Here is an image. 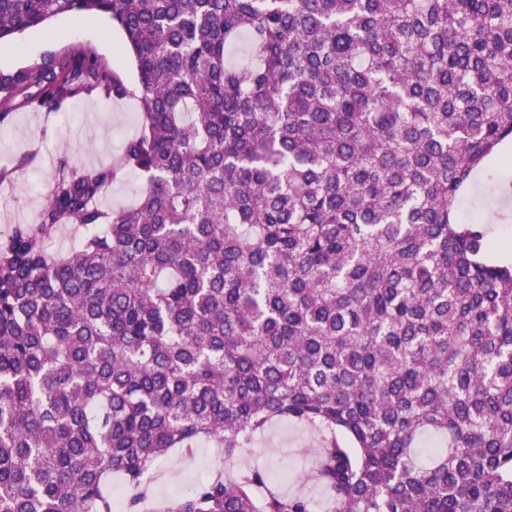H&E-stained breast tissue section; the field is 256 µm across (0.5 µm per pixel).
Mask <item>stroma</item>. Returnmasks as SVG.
<instances>
[{
    "mask_svg": "<svg viewBox=\"0 0 512 512\" xmlns=\"http://www.w3.org/2000/svg\"><path fill=\"white\" fill-rule=\"evenodd\" d=\"M71 44L91 50L128 80H135L133 60L121 50L122 34L106 17L78 24L61 16L26 31L13 43L0 46V70L26 67L47 51L58 52ZM138 112L132 99L120 103L77 99L56 112L35 109L30 103L17 105L0 123V169L12 168L29 152L35 159L13 182L0 184V235L13 225L34 222L49 196L59 160L77 167L111 163L125 137L138 131ZM318 443L309 428L278 422L230 460L218 458L207 447L189 455L176 450L159 465L150 492L156 499L174 501L218 469L243 472L258 465L267 470L268 485L277 494L304 495L320 502L323 492L312 478Z\"/></svg>",
    "mask_w": 512,
    "mask_h": 512,
    "instance_id": "1",
    "label": "stroma"
}]
</instances>
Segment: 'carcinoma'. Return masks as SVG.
<instances>
[{"mask_svg":"<svg viewBox=\"0 0 512 512\" xmlns=\"http://www.w3.org/2000/svg\"><path fill=\"white\" fill-rule=\"evenodd\" d=\"M61 15L112 19L136 82L72 44L0 71V121L132 98L140 130L0 236V512H113L114 474L126 512H314L257 506L259 468L148 496L280 421L333 512H512V0H0V45ZM140 193V185L133 175H128L112 185L109 193L100 199L104 207H124L133 204Z\"/></svg>","mask_w":512,"mask_h":512,"instance_id":"obj_1","label":"carcinoma"}]
</instances>
